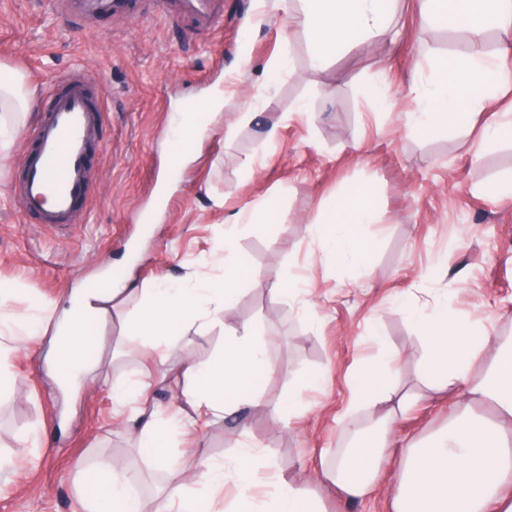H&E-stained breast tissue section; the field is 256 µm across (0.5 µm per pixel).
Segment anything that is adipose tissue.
<instances>
[{
    "label": "adipose tissue",
    "instance_id": "adipose-tissue-1",
    "mask_svg": "<svg viewBox=\"0 0 512 512\" xmlns=\"http://www.w3.org/2000/svg\"><path fill=\"white\" fill-rule=\"evenodd\" d=\"M283 13L293 16L312 45L315 64L353 35H383L395 12L396 0H300L299 13H292L289 0H276ZM420 13L436 18L450 28H464L471 37L468 50L451 58L435 83L418 88L421 110L413 117L416 130L428 132L441 125L462 126L469 114L483 109L497 86L489 82L497 61L482 48L481 37L492 25L503 33L500 55L512 54V0H420ZM24 77L13 73L0 79V153L22 119L28 118L32 102L22 94ZM371 203L337 201L322 208L315 225L324 251L336 262L364 266L366 249L362 240L364 225L374 223ZM234 248L232 233L224 235V255H213L222 265L219 281L186 279L175 288L152 289L142 300L134 319L136 335L165 339L177 325L206 323L210 315L231 307L237 300V264L226 255ZM119 289L105 280L94 288L74 295L70 308L57 321L55 348L58 369L70 377H89L97 370L85 352L92 341L90 316L103 304L119 296ZM426 341L427 354L420 366V377L437 392L468 382L462 402L482 400L494 405L502 416L512 420V341L495 342L477 333L471 325L448 318V301L436 299L428 313L409 311ZM494 346L491 362L480 375H473L475 361L487 346ZM274 370L264 343L250 333L229 337L222 354L206 362L189 361L182 366L183 395L193 414L226 417L249 406L266 411L270 421H279L291 404H270L256 388ZM355 400L365 405L389 401L387 374L379 363L363 364L353 380ZM392 413H384L377 426L356 429L351 447L341 449L336 464L324 476L351 498L369 494L378 468V456L389 446ZM258 454L242 451L233 466L209 464L205 481L223 488L231 479L240 483L237 501L225 512H322L319 501L284 480H275L267 500L254 493V481L247 477ZM401 480L395 499V512H512V492L506 479L512 475V430L468 412H461L445 433L428 445L408 444L399 455ZM85 512H142L141 497L133 475L110 471L102 475L85 473L81 483Z\"/></svg>",
    "mask_w": 512,
    "mask_h": 512
}]
</instances>
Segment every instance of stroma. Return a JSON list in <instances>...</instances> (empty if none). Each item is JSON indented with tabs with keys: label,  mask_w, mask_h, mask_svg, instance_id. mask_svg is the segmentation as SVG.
Returning a JSON list of instances; mask_svg holds the SVG:
<instances>
[{
	"label": "stroma",
	"mask_w": 512,
	"mask_h": 512,
	"mask_svg": "<svg viewBox=\"0 0 512 512\" xmlns=\"http://www.w3.org/2000/svg\"><path fill=\"white\" fill-rule=\"evenodd\" d=\"M135 2L133 11L98 15L80 0H0V66L22 73L33 93L66 69L101 76L109 146L90 163L86 223L65 231L19 211L11 185L21 136L0 157V284L14 289L0 321V344L12 350V387L0 395V512H82L80 476L94 469L137 474L144 512H155L170 462L195 471L183 493L203 504L202 460L228 465L248 446L259 452L258 496L269 494L271 471L327 512H394L402 444L446 429L461 396L429 397L419 378L425 341L405 306L425 310L444 295L450 317L512 338V196L498 192L512 182V136L483 138L487 126L512 124V58L496 105L424 135L406 121L421 108L413 84L433 81L467 41L421 20L418 0H399L385 36H355L319 66L307 34L273 0ZM275 55L288 66L273 79L266 63ZM214 95L220 112L181 173L169 174L170 127L183 100ZM246 106L255 118L238 122ZM362 196L381 216L363 228V272L333 263L312 231L322 206ZM228 199L273 205L236 227L237 302L204 328L175 327L178 343L157 350L133 333L138 298L110 306L93 320L102 375L66 396L51 372L55 323L40 322L30 336L17 318L38 305L64 308L77 288L116 271L135 288L220 278L210 257L224 246ZM288 286L292 299L277 296ZM244 328L281 369L265 399L294 391L295 406L276 424L257 408L187 423L178 413L180 362L213 358ZM393 352L390 388L411 404L397 414L373 492L351 501L318 473L348 445V422H376L378 409L355 405L352 378ZM311 375L319 385L308 389ZM118 379L145 390L116 402ZM144 403L170 422L166 461L139 452L135 410Z\"/></svg>",
	"instance_id": "obj_1"
}]
</instances>
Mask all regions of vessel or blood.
Listing matches in <instances>:
<instances>
[{"mask_svg": "<svg viewBox=\"0 0 512 512\" xmlns=\"http://www.w3.org/2000/svg\"><path fill=\"white\" fill-rule=\"evenodd\" d=\"M100 76L59 72L42 95L43 118L24 137V166L12 192L24 216L38 223H76L90 196L88 160L100 142Z\"/></svg>", "mask_w": 512, "mask_h": 512, "instance_id": "1", "label": "vessel or blood"}]
</instances>
